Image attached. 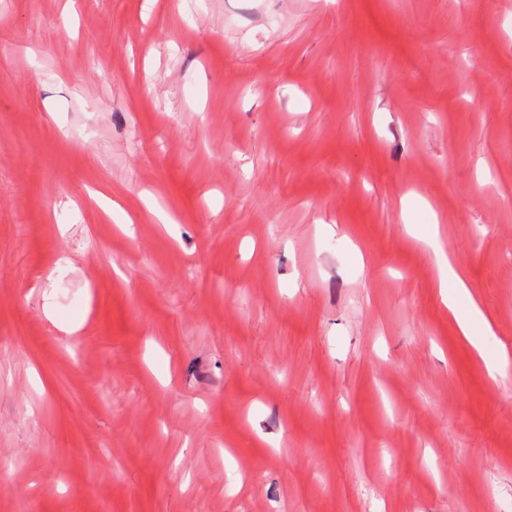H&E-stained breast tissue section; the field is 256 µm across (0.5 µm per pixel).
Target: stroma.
<instances>
[{
  "mask_svg": "<svg viewBox=\"0 0 512 512\" xmlns=\"http://www.w3.org/2000/svg\"><path fill=\"white\" fill-rule=\"evenodd\" d=\"M509 96L512 0H0V512H512ZM433 248L438 266L447 267L448 270L447 278L441 277L440 279V288L458 335L473 347L487 364L490 372L506 373L509 367V355L505 349L490 356L486 353L483 345L482 336L493 334L491 322L480 311L465 282L450 266L448 258L438 241L433 244ZM477 320L481 322V328L479 329L476 327Z\"/></svg>",
  "mask_w": 512,
  "mask_h": 512,
  "instance_id": "35a3bbf8",
  "label": "stroma"
}]
</instances>
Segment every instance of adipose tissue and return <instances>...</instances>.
<instances>
[{
	"label": "adipose tissue",
	"mask_w": 512,
	"mask_h": 512,
	"mask_svg": "<svg viewBox=\"0 0 512 512\" xmlns=\"http://www.w3.org/2000/svg\"><path fill=\"white\" fill-rule=\"evenodd\" d=\"M434 253L438 266L447 271L446 278L440 281V288L458 335L467 341L477 354L483 355L489 371L506 373L508 367L512 366V356L503 350L492 356L486 354L483 338L492 332L490 321L484 319L465 282L455 271L449 270L448 258L442 246H435Z\"/></svg>",
	"instance_id": "adipose-tissue-1"
}]
</instances>
